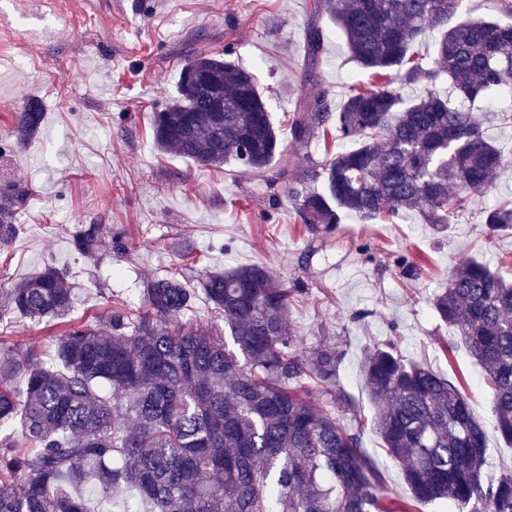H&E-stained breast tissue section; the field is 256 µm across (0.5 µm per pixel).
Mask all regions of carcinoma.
<instances>
[{"instance_id":"1","label":"carcinoma","mask_w":512,"mask_h":512,"mask_svg":"<svg viewBox=\"0 0 512 512\" xmlns=\"http://www.w3.org/2000/svg\"><path fill=\"white\" fill-rule=\"evenodd\" d=\"M326 2L373 81L353 87L334 116L327 91L315 86L293 115L298 143L332 122L353 142L306 170L323 191H289L302 223L328 235L346 214L391 223L417 211L433 229L448 228L505 170L502 149L470 105L512 89V25L469 20L450 28L461 0ZM434 31L436 53L415 56L414 45ZM306 37L314 61L321 30ZM415 83L425 88L408 100L403 86ZM43 118L41 106L28 103L19 137L38 132ZM152 129L158 151L198 164L235 160L262 172L275 162L283 176L296 165L254 75L226 57L195 56ZM18 201L0 199V242L18 231ZM485 224L512 229V199L493 204ZM104 241L98 224L71 235L84 257L97 256ZM300 292L252 264L212 270L199 290L158 277L144 311L118 303L70 322L73 288L52 266L7 291L0 322L17 315L65 330L47 359L0 350V512H89L88 493L118 512H414L416 502L512 512V474L486 471L487 433L464 395L392 343L368 351L363 372L377 429L413 500L383 494L359 432L340 426L331 409L350 405L336 388L335 338L303 349L289 332ZM200 293L214 319L183 320ZM432 308L482 368L497 432L512 443V283L463 260ZM303 377L313 386L298 385Z\"/></svg>"}]
</instances>
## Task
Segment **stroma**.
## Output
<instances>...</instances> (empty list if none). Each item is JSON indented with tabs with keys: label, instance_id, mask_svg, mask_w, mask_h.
Masks as SVG:
<instances>
[{
	"label": "stroma",
	"instance_id": "stroma-1",
	"mask_svg": "<svg viewBox=\"0 0 512 512\" xmlns=\"http://www.w3.org/2000/svg\"><path fill=\"white\" fill-rule=\"evenodd\" d=\"M0 191L23 193L17 236L0 244V292L45 266L75 286V318L105 312L120 299L133 312L157 276L199 287L206 271L261 263L285 287H301L289 325L304 346L335 337L342 357L336 386L351 401L336 407L341 426L359 428L387 495L411 496L403 471L383 449L365 385L366 352L387 343L435 371L466 396L488 431L486 462L512 471V444L495 433L496 417L482 370L459 336L434 314L431 299L454 265L471 258L512 279V230L489 235L483 212L512 198V127L502 126L505 94L474 111L509 166L493 192L437 232L415 211L392 224L343 217L328 235L301 223L290 190L304 191L309 164H322L344 141L335 135L296 143L289 119L316 72L338 106L349 88L369 81L344 38L315 0H0ZM319 26L324 51L310 65L306 33ZM228 54L257 76L284 148L298 165L256 174L235 162L215 169L163 154L153 144L152 115L175 96L183 67L196 54ZM44 114L40 130L18 140L15 118L27 102ZM79 224L122 232V249L96 260L75 253ZM59 326L18 319L0 325V347L45 351Z\"/></svg>",
	"mask_w": 512,
	"mask_h": 512
}]
</instances>
